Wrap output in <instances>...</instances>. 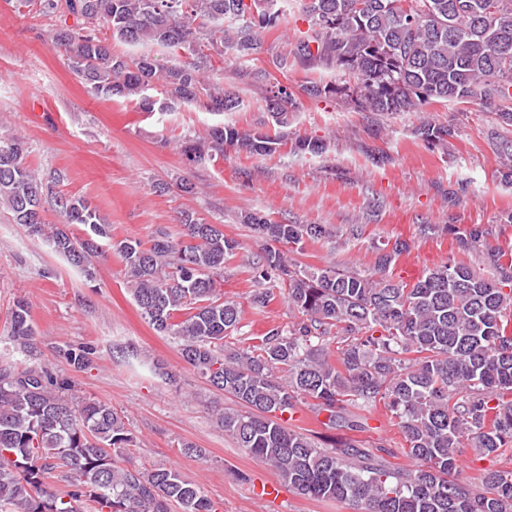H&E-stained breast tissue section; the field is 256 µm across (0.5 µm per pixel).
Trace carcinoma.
<instances>
[{"mask_svg": "<svg viewBox=\"0 0 512 512\" xmlns=\"http://www.w3.org/2000/svg\"><path fill=\"white\" fill-rule=\"evenodd\" d=\"M45 13L64 10L81 21L51 42L64 48L71 70L97 97H134L145 112L198 105L237 112L248 87L260 90L267 121L251 130L223 124L181 145L191 163L227 151L266 156L288 144L268 126L292 123L290 87L265 84L267 71L241 75L242 85L213 81L211 55L231 49L240 58L262 48V32L287 22L284 0H28ZM308 28L275 56L282 73L328 70L329 82L305 81L311 99L339 98L359 112H421L434 102H477L512 127V0H300ZM106 27L128 46L156 45L170 54L160 65L150 53L118 55L88 33ZM159 95H154V91ZM418 137L435 145L450 125L421 117ZM311 155L326 151L313 137L296 140ZM499 174L512 181V139L497 141ZM62 175L40 176L25 163L19 138L0 139V206L71 266L92 275L93 258L111 251L122 262L143 317L178 340L179 353L236 407L214 414L216 424L247 455L269 465L288 489L311 500H336L355 512H512V470L477 477L473 493L455 478L462 439L484 456L512 447V263L487 251L494 276L463 261L426 269L410 282L388 268L404 241L378 249L368 273L333 266L306 270L289 248L330 237L323 224H280L259 213L241 223L265 240L254 267L252 303L275 299L273 282L294 321L273 326L244 349L226 348L239 328L241 306L221 297L215 276L237 242L223 225L179 213L183 240L158 231L146 246L112 237L111 225L81 197L55 187ZM50 202L79 237L43 219ZM492 235L472 224L455 232L467 251ZM10 339L24 360L0 359V512H215L212 501L173 466L147 468L124 458L135 440L112 404L81 397L75 377L90 369L91 344L61 349L69 373L34 357L36 329L28 302L9 311ZM340 338L338 355L326 341ZM312 401L328 422L351 431L384 403L397 420L403 452L414 470L389 464L385 448L349 440L330 448L288 427L283 414ZM64 479L66 485L52 490Z\"/></svg>", "mask_w": 512, "mask_h": 512, "instance_id": "obj_1", "label": "carcinoma"}]
</instances>
